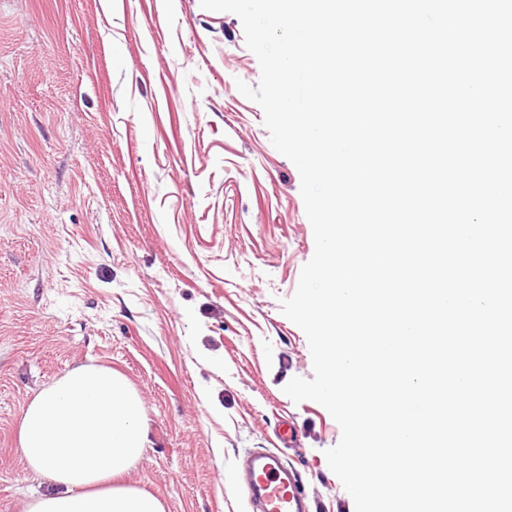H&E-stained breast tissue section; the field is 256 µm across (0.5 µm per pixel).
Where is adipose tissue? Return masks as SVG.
Segmentation results:
<instances>
[{
    "mask_svg": "<svg viewBox=\"0 0 512 512\" xmlns=\"http://www.w3.org/2000/svg\"><path fill=\"white\" fill-rule=\"evenodd\" d=\"M146 439L142 402L125 377L93 365L70 370L20 420L25 463L56 486L25 512H167L161 499L120 481Z\"/></svg>",
    "mask_w": 512,
    "mask_h": 512,
    "instance_id": "adipose-tissue-1",
    "label": "adipose tissue"
}]
</instances>
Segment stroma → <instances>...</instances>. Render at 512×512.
Here are the masks:
<instances>
[{
    "instance_id": "1",
    "label": "stroma",
    "mask_w": 512,
    "mask_h": 512,
    "mask_svg": "<svg viewBox=\"0 0 512 512\" xmlns=\"http://www.w3.org/2000/svg\"><path fill=\"white\" fill-rule=\"evenodd\" d=\"M260 65L200 0H0V512L48 490L18 448L30 401L81 365L123 375L148 439L123 481L167 512H246L240 459L289 419L311 512H355L341 430L284 316L313 229L291 160L237 89Z\"/></svg>"
}]
</instances>
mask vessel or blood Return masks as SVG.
I'll return each mask as SVG.
<instances>
[{"mask_svg": "<svg viewBox=\"0 0 512 512\" xmlns=\"http://www.w3.org/2000/svg\"><path fill=\"white\" fill-rule=\"evenodd\" d=\"M250 512H309L298 472L267 450L250 454L241 468Z\"/></svg>", "mask_w": 512, "mask_h": 512, "instance_id": "vessel-or-blood-1", "label": "vessel or blood"}]
</instances>
